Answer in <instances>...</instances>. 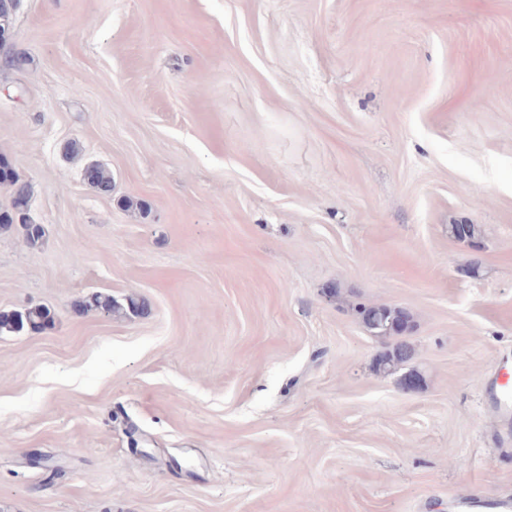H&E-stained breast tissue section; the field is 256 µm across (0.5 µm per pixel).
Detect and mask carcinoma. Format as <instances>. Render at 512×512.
Returning <instances> with one entry per match:
<instances>
[{
  "label": "carcinoma",
  "instance_id": "carcinoma-1",
  "mask_svg": "<svg viewBox=\"0 0 512 512\" xmlns=\"http://www.w3.org/2000/svg\"><path fill=\"white\" fill-rule=\"evenodd\" d=\"M13 2L15 0H0L1 49L10 43L13 19L17 11ZM89 168L93 175L88 183L100 192H112L111 173L96 164L89 165ZM2 184L11 189L12 201L11 207L0 210V228L8 229L18 224L21 226L27 242L32 246L36 245L42 239L44 229L31 216L24 215L31 196L30 186L0 159V185ZM85 307L99 309L108 314H122L127 311L138 314L145 310V301L140 297H128L122 304L112 298L110 294H95L86 302ZM355 310L372 335L390 341L387 352L376 363L377 372L393 374L402 365L413 359L415 349L408 339L409 330L402 328L400 324L401 317L412 318L409 312L400 307L364 303L357 304ZM52 322V311L43 305L3 311L0 312V333L38 332L51 325Z\"/></svg>",
  "mask_w": 512,
  "mask_h": 512
}]
</instances>
